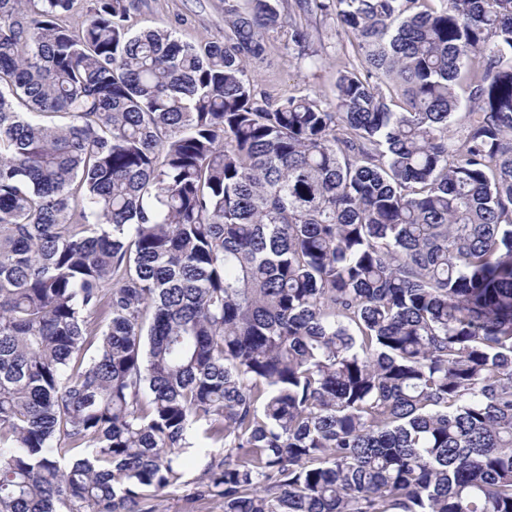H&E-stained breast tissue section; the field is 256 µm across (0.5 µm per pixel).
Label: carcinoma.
I'll return each mask as SVG.
<instances>
[{"instance_id": "cac0c4a2", "label": "carcinoma", "mask_w": 512, "mask_h": 512, "mask_svg": "<svg viewBox=\"0 0 512 512\" xmlns=\"http://www.w3.org/2000/svg\"><path fill=\"white\" fill-rule=\"evenodd\" d=\"M140 2L0 0V512H512V0ZM127 25L133 33L172 30L183 42L224 39V0H142ZM308 23L315 43L318 45L321 41L326 47L322 65L311 68L300 62L278 37L270 38L261 60L248 64L259 88L272 99L297 93H316L328 101L334 97L337 71L347 62L353 48L347 42L343 48H336V22L332 19L322 21L313 17ZM189 487L171 488L159 502V512H223L219 502L201 504L194 502Z\"/></svg>"}]
</instances>
